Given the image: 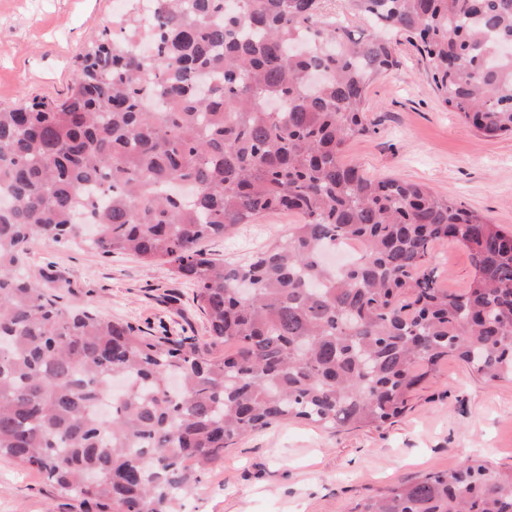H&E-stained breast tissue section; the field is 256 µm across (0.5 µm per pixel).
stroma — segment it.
Returning a JSON list of instances; mask_svg holds the SVG:
<instances>
[{"instance_id": "stroma-1", "label": "stroma", "mask_w": 512, "mask_h": 512, "mask_svg": "<svg viewBox=\"0 0 512 512\" xmlns=\"http://www.w3.org/2000/svg\"><path fill=\"white\" fill-rule=\"evenodd\" d=\"M117 7L116 0H0V107L61 96L77 57L111 27ZM396 55L397 65L367 89L372 130L346 144L344 160L374 177L425 185L511 232L512 136L485 137L442 105L408 41ZM300 221L292 212L271 213L203 247L214 258L243 262L281 243ZM430 262L452 293L474 271L468 251L452 241L436 243ZM25 270L65 307H95L150 336H208L192 286L159 265L38 239ZM468 458L512 468V383H485L451 357L395 422L324 429L288 420L242 438L225 449L183 512H352L394 484ZM0 512L80 510L37 471L2 457Z\"/></svg>"}]
</instances>
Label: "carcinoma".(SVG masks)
Here are the masks:
<instances>
[{"instance_id":"1","label":"carcinoma","mask_w":512,"mask_h":512,"mask_svg":"<svg viewBox=\"0 0 512 512\" xmlns=\"http://www.w3.org/2000/svg\"><path fill=\"white\" fill-rule=\"evenodd\" d=\"M346 9L370 31L324 0H156L153 55L135 50V15L84 50L64 97L0 109V457L81 512H181L242 437L290 419L380 427L450 356L512 381V232L341 159L371 130L366 89L399 36L465 123L512 134V0ZM278 211L302 223L246 263L199 247ZM85 225L97 251L193 285L209 341L67 308L20 272L33 240ZM347 240L361 256L326 265ZM441 240L470 253L460 294L429 265ZM357 512H512V470L466 459Z\"/></svg>"}]
</instances>
